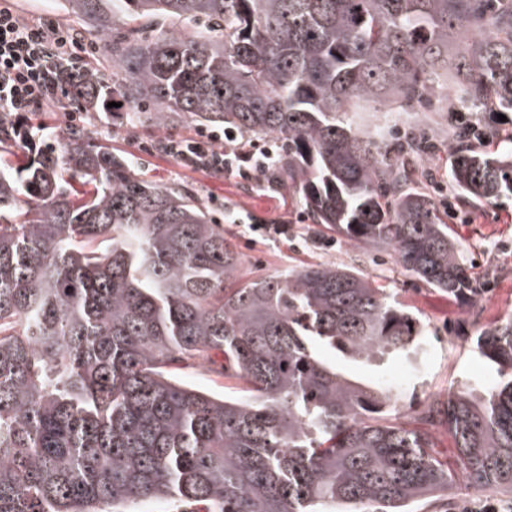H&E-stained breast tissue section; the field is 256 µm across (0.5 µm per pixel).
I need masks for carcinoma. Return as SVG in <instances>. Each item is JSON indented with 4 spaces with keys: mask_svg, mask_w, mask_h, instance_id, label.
I'll return each instance as SVG.
<instances>
[{
    "mask_svg": "<svg viewBox=\"0 0 512 512\" xmlns=\"http://www.w3.org/2000/svg\"><path fill=\"white\" fill-rule=\"evenodd\" d=\"M65 3L106 36L115 68L66 73L73 104L119 97L161 127L277 136L274 176L313 223L393 249L450 299L481 294L369 113L432 95L448 112L454 88L469 109L512 112V0ZM16 149L0 167V512H415L458 483L512 491V316L474 331L492 388L403 421L400 392L321 354L421 370L426 331L386 289L344 266L247 275L188 188L140 178L79 128L52 148L0 112V158ZM454 154L462 196L512 195V148ZM216 352L243 395L179 378ZM440 426L452 470L432 453ZM325 357L330 363L336 365L337 371L341 372L352 381L368 383L369 381H375L379 379L377 373L368 366L344 361L337 355L334 357V355L331 353H326Z\"/></svg>",
    "mask_w": 512,
    "mask_h": 512,
    "instance_id": "obj_1",
    "label": "carcinoma"
}]
</instances>
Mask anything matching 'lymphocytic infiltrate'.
Listing matches in <instances>:
<instances>
[{
    "label": "lymphocytic infiltrate",
    "mask_w": 512,
    "mask_h": 512,
    "mask_svg": "<svg viewBox=\"0 0 512 512\" xmlns=\"http://www.w3.org/2000/svg\"><path fill=\"white\" fill-rule=\"evenodd\" d=\"M95 51L71 28L26 20L0 0V111L17 117L50 109L64 95L50 57L73 61ZM224 139V134L202 127L189 138L167 136L165 148L181 164L229 172L233 166L224 154Z\"/></svg>",
    "instance_id": "1"
}]
</instances>
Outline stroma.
Returning a JSON list of instances; mask_svg holds the SVG:
<instances>
[{"instance_id": "1", "label": "stroma", "mask_w": 512, "mask_h": 512, "mask_svg": "<svg viewBox=\"0 0 512 512\" xmlns=\"http://www.w3.org/2000/svg\"><path fill=\"white\" fill-rule=\"evenodd\" d=\"M14 8L30 20L53 21L73 28L84 39L101 42L102 35L91 23L66 13L63 0H11ZM384 123L387 145L397 151L405 134L427 139L433 146L425 171L435 174L437 181H450L453 154L452 133L461 121L475 123L487 132L485 143L475 144L483 153L503 150L512 145V112L498 117L494 112H468L456 120L450 112H398L394 117L376 114ZM79 126L85 142L108 146L125 154L140 176L162 185H186L210 211L224 234L237 245L243 256V268L256 274H272L288 268L312 263L348 266L376 284L390 289L396 299L408 305L415 317L427 327L431 348L426 367L409 373L406 364L391 363L384 374L372 368L333 357L337 371L348 379L366 383L377 379L398 388L402 413L421 409L435 397H444L463 387L483 389L493 374L481 358L472 340L475 326L512 315V198L492 203L473 202L462 197H448L436 191L434 183L424 188L438 211L454 207L458 216L449 227L461 247L463 257L476 270L495 267L496 277L482 281L477 305H465L439 297L401 267L392 250L356 246L341 235L313 224L304 213L296 192L283 190L271 176L252 179L192 169L174 158L156 153H143L142 140L170 133L188 137L195 133L196 123L182 120L167 129L154 125L149 113L132 115L116 107L109 112L81 113ZM284 224L288 233L275 237L260 232L263 224ZM477 504L512 501V494L502 491L449 490L447 497L429 499L419 505L420 512H461L464 502Z\"/></svg>"}]
</instances>
